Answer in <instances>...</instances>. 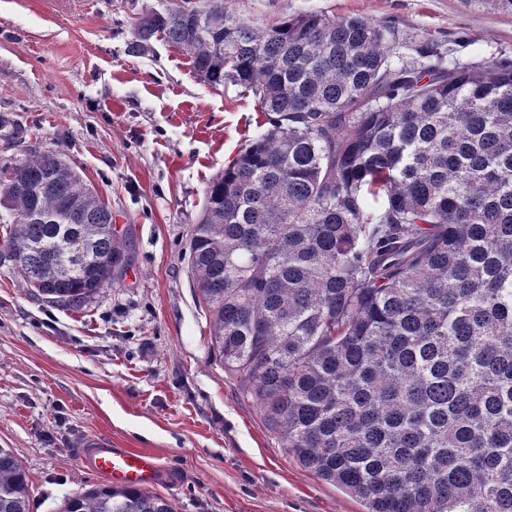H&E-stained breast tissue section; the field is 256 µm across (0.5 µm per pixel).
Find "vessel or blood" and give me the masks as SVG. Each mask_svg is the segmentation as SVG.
I'll use <instances>...</instances> for the list:
<instances>
[{"label":"vessel or blood","instance_id":"obj_1","mask_svg":"<svg viewBox=\"0 0 512 512\" xmlns=\"http://www.w3.org/2000/svg\"><path fill=\"white\" fill-rule=\"evenodd\" d=\"M83 464L119 487H145L163 480L165 471L155 457L128 448H114L101 438L86 440Z\"/></svg>","mask_w":512,"mask_h":512}]
</instances>
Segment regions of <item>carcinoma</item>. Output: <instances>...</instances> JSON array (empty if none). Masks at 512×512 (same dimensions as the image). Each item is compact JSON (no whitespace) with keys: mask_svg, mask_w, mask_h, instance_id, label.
I'll return each instance as SVG.
<instances>
[{"mask_svg":"<svg viewBox=\"0 0 512 512\" xmlns=\"http://www.w3.org/2000/svg\"><path fill=\"white\" fill-rule=\"evenodd\" d=\"M463 2L512 16V0ZM158 37L264 115L207 184L188 246L239 396L364 512H512V58L451 60L436 41L410 58L399 23L362 15L259 28L224 0L143 10L132 48ZM0 207V265L48 302L78 309L133 261L56 151L0 167ZM0 512H30L8 448ZM60 512L176 509L102 484Z\"/></svg>","mask_w":512,"mask_h":512,"instance_id":"1","label":"carcinoma"}]
</instances>
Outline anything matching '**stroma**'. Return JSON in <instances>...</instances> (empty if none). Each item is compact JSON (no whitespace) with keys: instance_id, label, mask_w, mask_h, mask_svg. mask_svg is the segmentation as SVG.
Returning <instances> with one entry per match:
<instances>
[{"instance_id":"stroma-1","label":"stroma","mask_w":512,"mask_h":512,"mask_svg":"<svg viewBox=\"0 0 512 512\" xmlns=\"http://www.w3.org/2000/svg\"><path fill=\"white\" fill-rule=\"evenodd\" d=\"M158 0H0V165L33 146L64 152L112 208L134 250L123 280L75 310L0 266V448L29 483L31 512L99 483L90 436L154 456L153 491L177 512H363L303 469L241 400L208 344L188 244L209 182L254 135L260 110L212 87L161 39L130 51ZM268 27L318 11L396 20L412 41L464 38L512 56V17L463 0H224Z\"/></svg>"}]
</instances>
